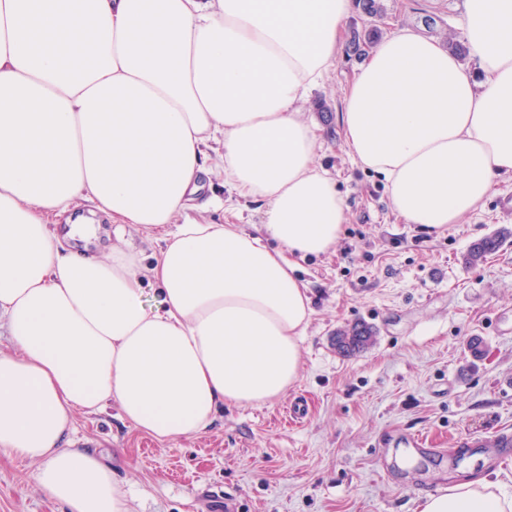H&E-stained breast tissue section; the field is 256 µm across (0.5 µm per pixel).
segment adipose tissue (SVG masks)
<instances>
[{
	"mask_svg": "<svg viewBox=\"0 0 512 512\" xmlns=\"http://www.w3.org/2000/svg\"><path fill=\"white\" fill-rule=\"evenodd\" d=\"M351 0H0V454L68 512H132L76 411L117 405L164 441L299 379L312 314L295 257L330 253L345 205L317 164L308 103L336 64ZM470 69L407 29L382 37L337 125L406 223L442 231L512 178V0H466ZM215 172L261 230L186 218ZM91 203L160 236L101 257L54 225ZM160 297L150 305L144 281ZM419 512H512L484 479Z\"/></svg>",
	"mask_w": 512,
	"mask_h": 512,
	"instance_id": "ef3b65f1",
	"label": "adipose tissue"
}]
</instances>
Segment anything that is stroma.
<instances>
[{
  "mask_svg": "<svg viewBox=\"0 0 512 512\" xmlns=\"http://www.w3.org/2000/svg\"><path fill=\"white\" fill-rule=\"evenodd\" d=\"M382 4L384 32L464 37L465 0ZM358 66L339 55L311 101L323 129L317 161L337 181L347 222L334 252L296 260L313 309L297 383L270 405L225 407L177 441L136 429L114 406L76 413L73 444L103 457L135 512H418L425 495L477 478L512 493V462L457 446L512 437V183L442 232L404 223L336 126ZM501 230L498 252L465 263L474 241ZM359 321L375 327V343L338 355L337 328ZM300 401L308 413L289 423ZM410 434L426 435V447L402 445ZM34 469L0 456V512H66Z\"/></svg>",
  "mask_w": 512,
  "mask_h": 512,
  "instance_id": "1",
  "label": "stroma"
}]
</instances>
